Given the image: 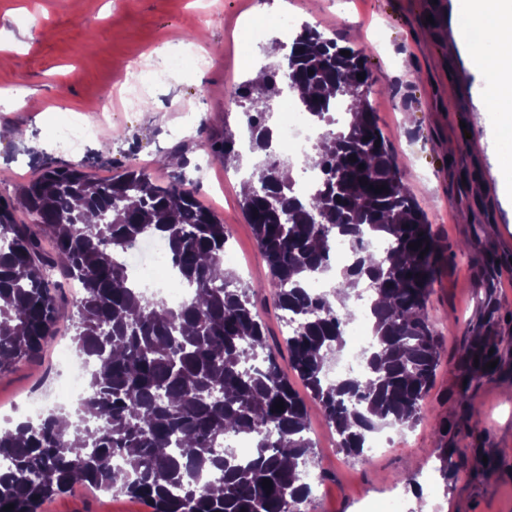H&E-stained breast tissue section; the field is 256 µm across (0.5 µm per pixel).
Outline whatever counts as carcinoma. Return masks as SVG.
<instances>
[{
    "mask_svg": "<svg viewBox=\"0 0 512 512\" xmlns=\"http://www.w3.org/2000/svg\"><path fill=\"white\" fill-rule=\"evenodd\" d=\"M341 50L304 24L282 59L265 66L266 83L246 81L234 95L250 151L264 153L242 206L278 307L296 322L286 338L289 363L340 450L356 459L380 425L413 427L423 415L441 349L424 313L438 247L364 98L370 72L362 54ZM268 84L285 86L323 128L304 160L321 174L307 196L294 192L291 164L275 157ZM209 145L221 162L241 157L224 130ZM18 207L32 223H15ZM147 233L166 241L180 282L192 289L179 308L140 291L119 261ZM338 237L352 242L353 257L331 293L313 294L307 282L329 269ZM371 238L387 249L369 250ZM418 240L422 247H408ZM226 243L224 224L190 191L142 169L98 180L76 165H48L16 198L0 197V373L41 360L64 318L94 366L72 432L55 412L0 430V457L9 462L0 471V512L10 504L11 512H40L77 484L125 494L152 512H303L311 494L303 475L315 461L306 405L278 366L254 287L231 270L218 273ZM64 281L80 284L81 295L67 298ZM359 285L373 297L374 344L364 373L334 382L328 372ZM498 314L489 310L462 349L467 383H458L456 398L465 407L469 383L497 372L486 364L498 360ZM238 433L253 438L246 457L221 445ZM454 452L439 454L444 480L454 475Z\"/></svg>",
    "mask_w": 512,
    "mask_h": 512,
    "instance_id": "cac0c4a2",
    "label": "carcinoma"
}]
</instances>
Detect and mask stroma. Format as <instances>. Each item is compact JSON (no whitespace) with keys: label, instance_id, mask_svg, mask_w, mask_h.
I'll return each mask as SVG.
<instances>
[{"label":"stroma","instance_id":"obj_1","mask_svg":"<svg viewBox=\"0 0 512 512\" xmlns=\"http://www.w3.org/2000/svg\"><path fill=\"white\" fill-rule=\"evenodd\" d=\"M462 0H0V91L26 88L21 107H0V196H14L48 164L80 163L109 178L142 168L158 181L182 177L185 189L223 222L233 271L257 285L256 310L271 339L283 338L276 289L243 212L241 171L209 150L211 128L239 125L235 87L266 50L241 53L247 19L284 8L298 23L315 26L338 44L361 51L371 72L368 99L402 179L425 205L441 248L426 312L442 338L436 382L421 422L387 429L402 447L356 460L339 452L335 432L318 403L307 400L315 443L311 470L318 485L307 512H382L386 488L414 474L435 512H512V322L504 336L500 370L474 382L471 410L456 400L461 349L488 307L512 309V195L501 189L492 116L484 106L485 81L457 46ZM208 62L168 69L170 55ZM145 64L158 73L126 105L125 70ZM89 111L110 139H94L81 156L56 147L51 134L66 113ZM188 149L187 165L158 167L175 145ZM53 352L0 374V412L28 396L52 390ZM457 426L449 440L458 468L442 480L439 420ZM493 458L486 468L485 458ZM42 512H150L140 501L99 495L84 487L46 503Z\"/></svg>","mask_w":512,"mask_h":512}]
</instances>
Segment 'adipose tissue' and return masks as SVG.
I'll list each match as a JSON object with an SVG mask.
<instances>
[{"label":"adipose tissue","instance_id":"ef3b65f1","mask_svg":"<svg viewBox=\"0 0 512 512\" xmlns=\"http://www.w3.org/2000/svg\"><path fill=\"white\" fill-rule=\"evenodd\" d=\"M464 13L469 29L487 36L483 42L461 37L459 47L484 76L486 103L505 148L502 162L512 168V0H465Z\"/></svg>","mask_w":512,"mask_h":512}]
</instances>
